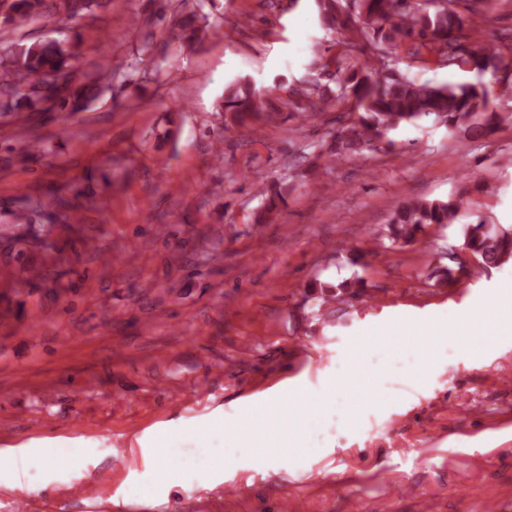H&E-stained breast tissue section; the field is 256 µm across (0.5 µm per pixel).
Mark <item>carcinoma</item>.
<instances>
[{"instance_id": "carcinoma-1", "label": "carcinoma", "mask_w": 512, "mask_h": 512, "mask_svg": "<svg viewBox=\"0 0 512 512\" xmlns=\"http://www.w3.org/2000/svg\"><path fill=\"white\" fill-rule=\"evenodd\" d=\"M98 0H0L3 24L14 30L27 27L44 16L70 35L62 40L48 39L31 44L15 43L0 47V115L15 112H81L96 99L97 92L112 83V71L98 73L96 88L85 84L75 63L78 44L77 19L93 9ZM458 0H316L325 28L343 39L341 49L325 55L315 50L316 70L311 78L292 91L291 112L316 115L326 109L342 110L345 123L333 137L336 157H365L368 152L389 151L391 138L401 127L414 125L425 117L434 125L454 134L468 131L477 137L489 135L494 114L490 113L491 86L484 83L420 82L397 68L400 50L415 59L434 55L460 69L468 65L478 71L502 70L501 55L485 44L467 56L462 52L465 19L457 11ZM363 21L368 32L365 41L349 37L353 24ZM335 79L336 90L328 93L320 84L322 76ZM263 93L245 80L228 87L224 111L233 126L252 120L251 130L284 121L280 112H265ZM462 199L411 200L399 205L386 228L374 235L401 247L415 241L416 235L432 224L447 227L466 218ZM458 248L473 255L485 273L512 263V226L486 224L482 220L463 227ZM457 267H445L431 274L440 286L453 287L470 277V268L452 253Z\"/></svg>"}]
</instances>
